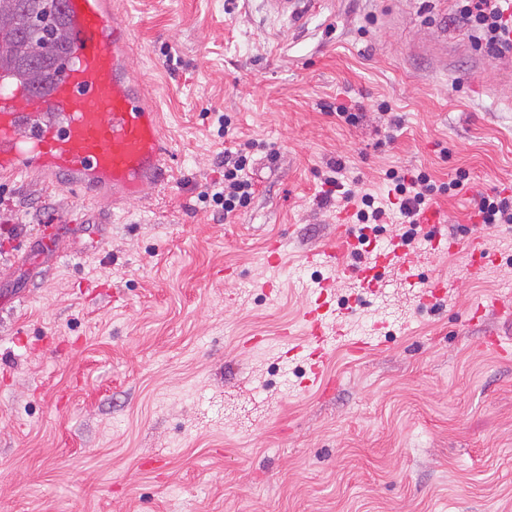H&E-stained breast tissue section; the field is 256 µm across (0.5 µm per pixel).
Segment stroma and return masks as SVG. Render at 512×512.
<instances>
[{
	"label": "stroma",
	"mask_w": 512,
	"mask_h": 512,
	"mask_svg": "<svg viewBox=\"0 0 512 512\" xmlns=\"http://www.w3.org/2000/svg\"><path fill=\"white\" fill-rule=\"evenodd\" d=\"M112 4L168 178L68 229L60 254L27 247L77 217L76 194L0 179V226L18 229L0 248V512H512V359L486 346L512 347V318L473 313L512 297V228L479 231L493 260L476 279L462 250L413 253L448 284L428 309L398 273L368 295L301 263L336 238L343 205L321 202L336 159L380 198L394 167L466 170L436 207L473 224L480 195L512 183V57L477 49L451 0H334L298 23L263 0ZM251 142L276 157L253 165L250 205L201 202L225 149ZM324 281L326 393L305 384L301 321Z\"/></svg>",
	"instance_id": "35a3bbf8"
}]
</instances>
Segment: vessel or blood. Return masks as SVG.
<instances>
[{
  "instance_id": "1",
  "label": "vessel or blood",
  "mask_w": 512,
  "mask_h": 512,
  "mask_svg": "<svg viewBox=\"0 0 512 512\" xmlns=\"http://www.w3.org/2000/svg\"><path fill=\"white\" fill-rule=\"evenodd\" d=\"M70 20L73 58L63 77L45 92L0 86V176L42 174L54 185L95 193L112 192L113 204L141 199L166 177L168 150L159 116L139 84L130 76L129 33L112 11L111 0H64ZM417 220L433 230L430 251L448 249L440 210L429 207ZM340 233L334 245L305 254L304 265L343 271V258L357 246L350 210L336 214ZM491 260L480 239L467 249V271L478 277ZM413 266L398 238L379 248L372 266L358 270L366 290L377 286L376 272ZM326 306L306 309V339L314 343L312 382L330 389L334 381L324 369L323 316Z\"/></svg>"
}]
</instances>
